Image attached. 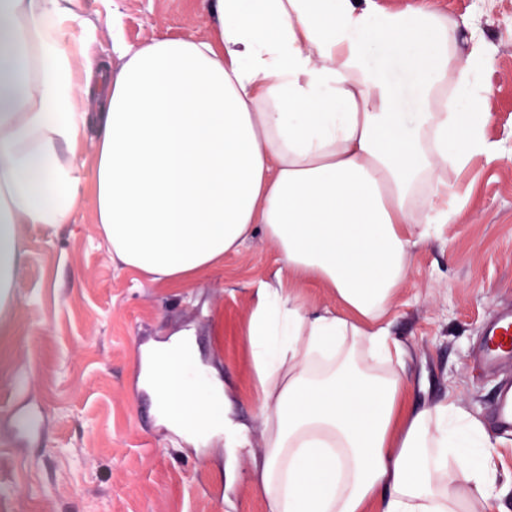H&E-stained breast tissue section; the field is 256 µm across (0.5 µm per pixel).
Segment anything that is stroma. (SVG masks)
I'll return each instance as SVG.
<instances>
[{
  "label": "stroma",
  "mask_w": 512,
  "mask_h": 512,
  "mask_svg": "<svg viewBox=\"0 0 512 512\" xmlns=\"http://www.w3.org/2000/svg\"><path fill=\"white\" fill-rule=\"evenodd\" d=\"M426 1L467 17L485 45L472 97L493 115L487 136L510 156L475 159L457 176L469 203L414 252L392 332L410 353L413 403L454 397L501 439L499 512H512V430L490 424L512 366L474 365L486 324L512 304V0H377L386 10ZM201 2L112 0V11L123 40L137 45L205 31ZM23 238L18 303L0 317V512H264L251 480L259 400L240 327L259 284L280 270L273 247L253 237L184 288L117 268L88 204L74 223L28 226ZM183 331L227 391L249 447L190 443L155 414L142 352ZM29 418L38 431L24 439Z\"/></svg>",
  "instance_id": "stroma-1"
}]
</instances>
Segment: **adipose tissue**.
<instances>
[{
    "label": "adipose tissue",
    "mask_w": 512,
    "mask_h": 512,
    "mask_svg": "<svg viewBox=\"0 0 512 512\" xmlns=\"http://www.w3.org/2000/svg\"><path fill=\"white\" fill-rule=\"evenodd\" d=\"M203 9L209 37L134 47L82 0H0V313L15 304L23 227L72 223L88 187L113 263L155 282L192 283L262 236L336 300L312 310L264 282L242 329L265 512H493L496 440L454 399L408 402L388 318L414 250L468 204L449 173L502 157L469 97L460 24L376 0ZM103 28L107 68L89 54ZM381 45L420 77V111H399L385 67L369 65ZM192 352L188 337L156 352L158 414L191 423L193 440L231 433L219 382L182 380Z\"/></svg>",
    "instance_id": "1"
}]
</instances>
